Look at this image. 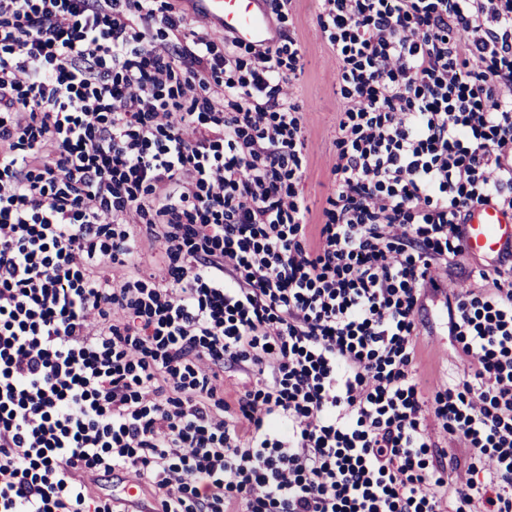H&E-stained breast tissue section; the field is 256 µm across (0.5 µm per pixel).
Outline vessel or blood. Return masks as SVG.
<instances>
[{
    "mask_svg": "<svg viewBox=\"0 0 512 512\" xmlns=\"http://www.w3.org/2000/svg\"><path fill=\"white\" fill-rule=\"evenodd\" d=\"M194 8L208 16L218 32L255 46L277 42L267 0H192ZM465 245L475 256L512 253V213L494 203L476 206L464 226Z\"/></svg>",
    "mask_w": 512,
    "mask_h": 512,
    "instance_id": "obj_1",
    "label": "vessel or blood"
}]
</instances>
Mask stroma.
I'll return each mask as SVG.
<instances>
[{"label": "stroma", "instance_id": "35a3bbf8", "mask_svg": "<svg viewBox=\"0 0 512 512\" xmlns=\"http://www.w3.org/2000/svg\"><path fill=\"white\" fill-rule=\"evenodd\" d=\"M317 0H293L282 21L284 30L294 34L301 46V73L290 84L293 97L302 105V123L307 138V171L299 189L308 201L312 223L322 221V210L331 189V170L336 162V58L317 24ZM426 330L419 372L433 380L451 353L448 336L441 331L436 305H428L417 316Z\"/></svg>", "mask_w": 512, "mask_h": 512}]
</instances>
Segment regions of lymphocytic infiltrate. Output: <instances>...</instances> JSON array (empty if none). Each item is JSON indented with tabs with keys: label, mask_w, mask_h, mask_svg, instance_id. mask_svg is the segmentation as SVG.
I'll use <instances>...</instances> for the list:
<instances>
[{
	"label": "lymphocytic infiltrate",
	"mask_w": 512,
	"mask_h": 512,
	"mask_svg": "<svg viewBox=\"0 0 512 512\" xmlns=\"http://www.w3.org/2000/svg\"><path fill=\"white\" fill-rule=\"evenodd\" d=\"M317 20L314 226L295 37L218 56L154 0H0V512H127L120 471L159 512H512V258L448 296L451 369L415 367L464 213L512 211V0ZM278 26L294 37L301 46L297 79H292L290 92L303 106L302 123L307 138V171L299 189L311 209V224H321L322 210L331 189V170L336 162V58L317 24L319 0H292Z\"/></svg>",
	"instance_id": "lymphocytic-infiltrate-1"
}]
</instances>
